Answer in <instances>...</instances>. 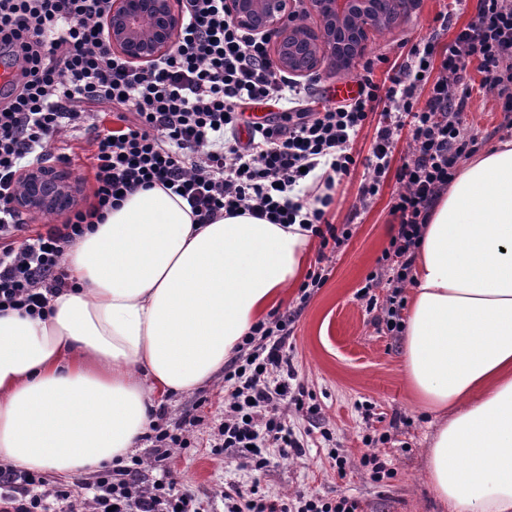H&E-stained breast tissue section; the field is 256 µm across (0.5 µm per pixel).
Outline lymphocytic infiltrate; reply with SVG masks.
Instances as JSON below:
<instances>
[{"label":"lymphocytic infiltrate","mask_w":512,"mask_h":512,"mask_svg":"<svg viewBox=\"0 0 512 512\" xmlns=\"http://www.w3.org/2000/svg\"><path fill=\"white\" fill-rule=\"evenodd\" d=\"M225 0H185L183 26L170 52L148 69L110 53L104 17L112 0H0V63L20 73L12 99L0 104V309L42 316L52 292L68 287L65 253L101 223L108 210L139 188L154 185L186 199L196 217L245 210L274 224L300 222L319 240V265L300 286L302 299L327 279L333 251L351 237L329 219L336 187L357 165L368 175L355 211H367L388 176L397 187L390 212L398 222L378 266L367 277L368 306H381L388 331L400 332L403 290L429 213L477 139L462 115L473 92L491 93L512 122V0H477L474 18L445 48L419 40L395 59L366 61L353 75L355 97L307 104L271 61L262 37L237 27ZM387 66L377 79L375 63ZM277 107L274 119L246 125L248 106ZM376 118L369 156L354 142ZM87 137L96 188L66 223L31 228L11 199L24 165L53 159L67 134ZM406 140L409 156L391 170ZM387 288L385 301L372 291ZM288 316L256 322L224 373V419L212 434L215 450L250 448L255 471L271 465L268 449L301 455L288 423L302 411L290 396L295 376L286 350ZM154 478L143 460L105 466L91 497L51 489L37 472L0 466V512H207L194 493L178 489L163 461L186 443L171 432L166 411L153 412ZM297 507H290V500ZM293 499L243 491L224 494V512H358L347 496Z\"/></svg>","instance_id":"lymphocytic-infiltrate-1"}]
</instances>
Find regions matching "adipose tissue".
<instances>
[{"label": "adipose tissue", "mask_w": 512, "mask_h": 512, "mask_svg": "<svg viewBox=\"0 0 512 512\" xmlns=\"http://www.w3.org/2000/svg\"><path fill=\"white\" fill-rule=\"evenodd\" d=\"M311 251L297 224L203 223L171 191L129 194L69 249L72 285L43 317L0 311V463L63 479L123 464L149 391L223 370ZM411 277L402 370L439 417L428 484L450 512H512V138L458 169Z\"/></svg>", "instance_id": "adipose-tissue-1"}]
</instances>
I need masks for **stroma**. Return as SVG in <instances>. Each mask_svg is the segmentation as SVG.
<instances>
[{"mask_svg": "<svg viewBox=\"0 0 512 512\" xmlns=\"http://www.w3.org/2000/svg\"><path fill=\"white\" fill-rule=\"evenodd\" d=\"M442 7V0H418L394 28L371 34L365 58L395 55L401 42L432 34L439 47H446L452 34L438 30L434 21ZM462 122L467 133L477 135L479 148L485 149L501 136L504 114L494 97L477 93ZM364 174V168H357L336 188L332 220L351 224L352 236L333 259L327 280L305 303L298 288L285 289L275 308L277 314L293 318L291 357L307 409L294 415L291 423L305 444L304 455L283 459L278 449H270L278 464L258 473L244 468L240 449L213 454L210 429L224 409L223 377L193 392L162 399L170 424H178L187 414L205 418L204 425L190 434L188 446L175 450L168 465L180 488L211 497L214 512H224L221 494L231 483L262 496L298 490L329 497L343 493L359 502V512H449L426 480L424 450L435 419L415 403L403 382L402 339L381 323V310H367L357 297L393 233L389 214L393 182L385 183L366 213L352 214ZM325 429L348 459L345 474H338L329 455L321 436ZM381 434L387 435V443L370 444V437ZM376 451L394 468L393 477L379 483L370 480L361 465L365 455Z\"/></svg>", "mask_w": 512, "mask_h": 512, "instance_id": "35a3bbf8", "label": "stroma"}]
</instances>
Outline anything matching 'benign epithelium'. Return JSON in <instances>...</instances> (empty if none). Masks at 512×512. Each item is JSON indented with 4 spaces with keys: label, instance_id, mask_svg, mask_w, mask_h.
Returning a JSON list of instances; mask_svg holds the SVG:
<instances>
[{
    "label": "benign epithelium",
    "instance_id": "7a95c632",
    "mask_svg": "<svg viewBox=\"0 0 512 512\" xmlns=\"http://www.w3.org/2000/svg\"><path fill=\"white\" fill-rule=\"evenodd\" d=\"M417 0H309L317 18L301 26L291 0H225L226 10L244 30L270 40L271 60L288 75L309 78L327 67L352 71L376 26H394ZM179 0H113L105 20L107 46L129 63L149 67L173 47L183 23ZM149 16L152 24H142ZM12 207L36 218L64 214L79 200L69 170L53 163L23 169Z\"/></svg>",
    "mask_w": 512,
    "mask_h": 512
}]
</instances>
